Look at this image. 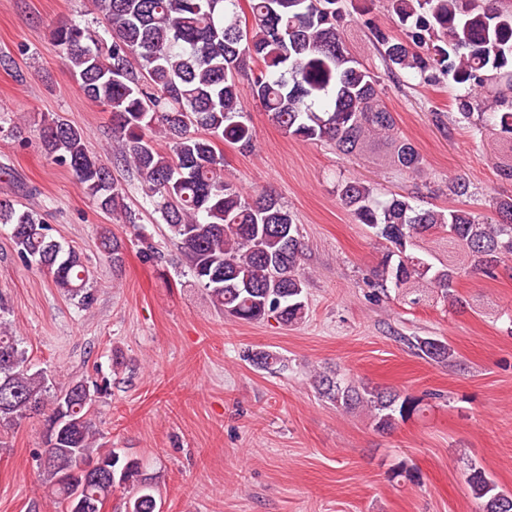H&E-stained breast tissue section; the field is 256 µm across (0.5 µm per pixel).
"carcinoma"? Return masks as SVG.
<instances>
[{
  "label": "carcinoma",
  "instance_id": "1",
  "mask_svg": "<svg viewBox=\"0 0 512 512\" xmlns=\"http://www.w3.org/2000/svg\"><path fill=\"white\" fill-rule=\"evenodd\" d=\"M95 0L107 38L87 26L60 22L51 39L85 97L112 114L120 154L161 214L185 267L224 316L244 323L273 319L285 327L307 315V280L300 225L272 194L252 197L224 175L217 142L247 151L256 132L242 121L239 77L250 75L254 98L284 134L301 141H328L344 155L381 142L398 170L416 174L423 159L395 133V118L381 99L380 76L351 56L342 19L347 0ZM395 35L371 27L373 45L387 74L412 75L425 84L451 76L465 92L456 96L459 120L471 135L490 134L512 147V7L503 0H386ZM137 64H132V60ZM160 134L162 150L153 140ZM47 155L66 165L100 208L134 223L123 189L101 157L89 152L84 131L58 118L38 130ZM343 207L388 244L376 270L380 294L426 281L451 304L462 277L497 275L512 259V198L489 197L495 217L466 209L418 208L410 198L378 197L358 179L337 184ZM0 224L12 226L15 246L27 263L52 275L69 299L85 306L90 272L82 253L51 234L41 216L0 197ZM435 233L460 246L464 262L437 265L417 239ZM100 248L112 265L124 246L110 232ZM408 344L435 363L456 362L446 341L414 336ZM256 368L281 364L269 350L247 353ZM319 397L343 410L364 408L378 432L422 410V399L355 383L333 370H316ZM95 394L79 380L65 385L32 370L21 342L0 326V424L41 415L46 424L40 465L61 512H102L116 487L132 494L124 512H160L159 494L142 463L100 443L91 417ZM94 459L110 478L85 480L78 463ZM466 483L482 512L506 509V492L484 471L470 468Z\"/></svg>",
  "mask_w": 512,
  "mask_h": 512
}]
</instances>
